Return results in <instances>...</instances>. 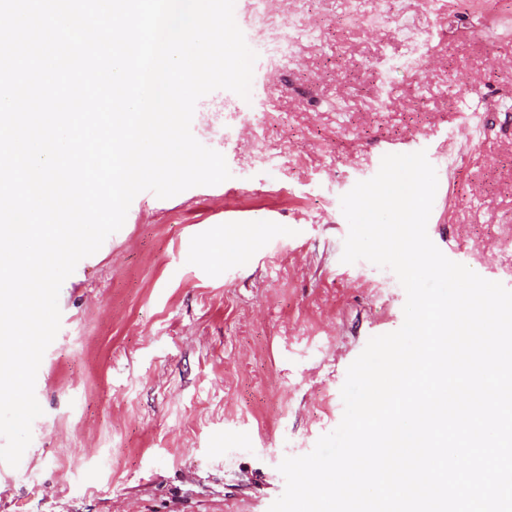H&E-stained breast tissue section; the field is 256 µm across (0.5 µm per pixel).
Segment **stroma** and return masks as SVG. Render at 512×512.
<instances>
[{"mask_svg":"<svg viewBox=\"0 0 512 512\" xmlns=\"http://www.w3.org/2000/svg\"><path fill=\"white\" fill-rule=\"evenodd\" d=\"M305 0L295 64L256 59L249 99L198 100L230 179L132 201L59 292L43 409L0 512H268L278 467L341 422L347 370L404 322L396 275L342 262L340 198L425 151L427 223L451 261L512 290V0ZM431 57L406 60L399 18ZM251 250L234 263L237 235Z\"/></svg>","mask_w":512,"mask_h":512,"instance_id":"obj_1","label":"stroma"}]
</instances>
